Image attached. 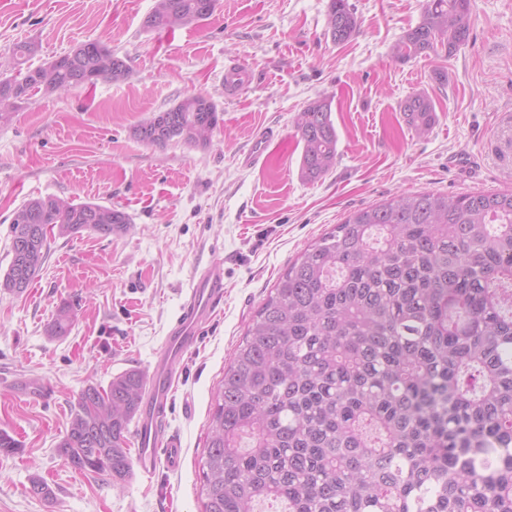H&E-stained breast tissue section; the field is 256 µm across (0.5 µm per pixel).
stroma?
<instances>
[{
  "label": "stroma",
  "instance_id": "stroma-1",
  "mask_svg": "<svg viewBox=\"0 0 512 512\" xmlns=\"http://www.w3.org/2000/svg\"><path fill=\"white\" fill-rule=\"evenodd\" d=\"M359 28L345 44L326 34L329 0H217L197 24L143 26L154 0H0V73L16 43L36 44L30 67L86 41L131 68L68 92H40L0 123V276L10 223L27 199L54 196L126 212L128 232L50 237L38 278L20 295L0 289V431L20 444L0 453V512H200V459L216 385L279 275L349 213L396 193L448 196L512 190V0H473L468 41L453 54L392 60L391 45L419 24L424 0H349ZM245 66L249 87L224 94V69ZM203 93L222 112L207 147L156 148L132 128L183 96ZM415 92L436 123L419 137L399 105ZM331 103L335 168L300 177L295 118ZM274 133L267 161L240 154ZM224 264V304L179 365L167 429L184 449L180 471L124 482L81 473L58 445L87 385L108 387L155 351L180 315L196 270ZM69 303L66 335L48 333ZM53 502L30 493L32 477Z\"/></svg>",
  "mask_w": 512,
  "mask_h": 512
}]
</instances>
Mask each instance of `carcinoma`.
Instances as JSON below:
<instances>
[{
  "label": "carcinoma",
  "instance_id": "carcinoma-1",
  "mask_svg": "<svg viewBox=\"0 0 512 512\" xmlns=\"http://www.w3.org/2000/svg\"><path fill=\"white\" fill-rule=\"evenodd\" d=\"M201 0H155L146 27L211 16ZM471 0H425L421 22L390 47L401 62L451 54L470 34ZM358 18L329 0L327 33L350 40ZM130 76L101 42L75 46L35 69L0 79V122L36 91H69ZM423 135L436 122L424 93L400 106ZM222 121L193 93L133 127L136 140L205 146ZM300 176L336 165L330 102L300 112ZM29 199L13 212L10 263L0 288L24 293L49 249L47 231L118 236L129 217L93 202ZM68 305L49 325L63 336ZM143 375L80 394L60 455L73 469L116 482L132 471L126 448ZM203 512H512V192L448 197L396 194L349 214L305 247L277 279L214 392L200 472Z\"/></svg>",
  "mask_w": 512,
  "mask_h": 512
}]
</instances>
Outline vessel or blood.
<instances>
[{
    "mask_svg": "<svg viewBox=\"0 0 512 512\" xmlns=\"http://www.w3.org/2000/svg\"><path fill=\"white\" fill-rule=\"evenodd\" d=\"M249 79L244 66L225 67V95L235 97ZM223 300L224 265L215 262L196 273L180 316L155 354L135 428L136 462L144 476H154L161 468L174 471L181 465V442L165 432L167 404L177 382L175 366L195 348L202 326L211 320Z\"/></svg>",
    "mask_w": 512,
    "mask_h": 512,
    "instance_id": "b4317fda",
    "label": "vessel or blood"
}]
</instances>
